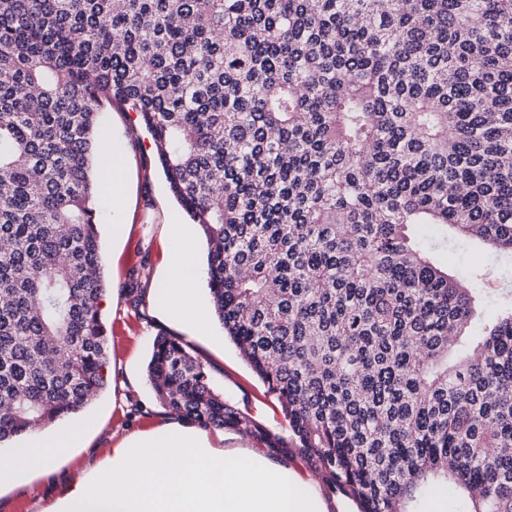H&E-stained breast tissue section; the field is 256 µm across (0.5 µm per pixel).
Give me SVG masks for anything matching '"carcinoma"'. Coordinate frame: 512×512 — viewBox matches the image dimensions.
<instances>
[{"mask_svg":"<svg viewBox=\"0 0 512 512\" xmlns=\"http://www.w3.org/2000/svg\"><path fill=\"white\" fill-rule=\"evenodd\" d=\"M207 241L213 312L288 417L224 401L178 339L170 413L299 457L357 512H512V0H0V447L106 386L91 177L107 106ZM442 265L448 266V271L455 269L472 270L482 273L478 277L477 288L494 295L499 290H512V258H496L493 252L478 243L463 242L457 245H447L439 254ZM426 512H464L463 503L454 489L430 496L425 503Z\"/></svg>","mask_w":512,"mask_h":512,"instance_id":"carcinoma-1","label":"carcinoma"}]
</instances>
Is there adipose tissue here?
<instances>
[{
    "mask_svg": "<svg viewBox=\"0 0 512 512\" xmlns=\"http://www.w3.org/2000/svg\"><path fill=\"white\" fill-rule=\"evenodd\" d=\"M192 241L185 225L177 224L172 233L170 277L165 291L164 307L168 314L186 321L191 328L200 327L205 319L194 298L195 273L191 263ZM81 437L75 426L50 429L35 428L23 446L0 450V484L19 485L33 471L50 468L62 449L71 447Z\"/></svg>",
    "mask_w": 512,
    "mask_h": 512,
    "instance_id": "adipose-tissue-1",
    "label": "adipose tissue"
}]
</instances>
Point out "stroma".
<instances>
[{
	"mask_svg": "<svg viewBox=\"0 0 512 512\" xmlns=\"http://www.w3.org/2000/svg\"><path fill=\"white\" fill-rule=\"evenodd\" d=\"M137 116L112 108L100 118L109 150L124 154L126 166L120 184H113L112 170L95 164L94 177L102 186L99 198V232L108 288L101 313L109 346L110 379L106 389L88 407L95 423L79 447L64 449L50 470L31 474L21 485L0 489V512H52L67 495L77 477L100 475L112 451L133 433L147 432L170 421L171 413L156 399L147 378V364L154 339L160 334L180 338L191 354L204 364L215 390L229 404L275 433L288 432V420L277 399L256 377L235 345L225 340L216 320L205 330L167 316L158 294L172 260L168 228L189 218L168 189L159 168L148 169L151 154L148 134L129 136ZM125 225L121 239L112 227ZM449 269L478 272L477 285L488 294L512 290V258H496L478 243L463 242L439 254ZM147 260L149 280L139 304H131L125 288L140 260Z\"/></svg>",
	"mask_w": 512,
	"mask_h": 512,
	"instance_id": "35a3bbf8",
	"label": "stroma"
}]
</instances>
